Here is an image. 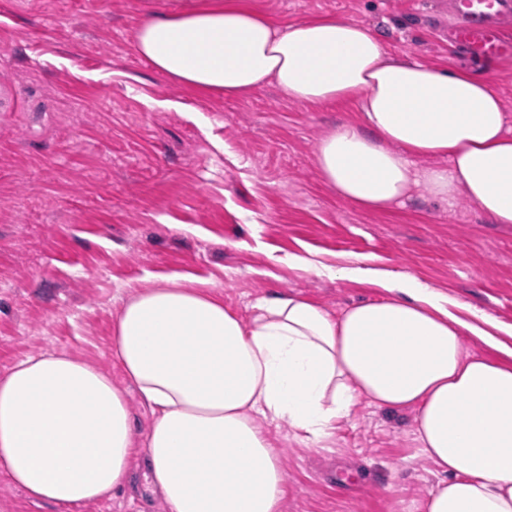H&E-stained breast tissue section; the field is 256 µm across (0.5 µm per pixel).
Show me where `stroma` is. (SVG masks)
Instances as JSON below:
<instances>
[{"label": "stroma", "instance_id": "stroma-1", "mask_svg": "<svg viewBox=\"0 0 512 512\" xmlns=\"http://www.w3.org/2000/svg\"><path fill=\"white\" fill-rule=\"evenodd\" d=\"M198 0H0V373L63 350L111 370L112 325L134 288L181 273L213 283L242 318L263 296L299 294L336 313L385 288L316 276L366 261L416 277L466 321L512 325V224L419 188L366 210L319 176V140L356 105L292 101L277 86L241 99L199 93L136 54L152 15ZM285 27L329 15L378 35L401 60L466 69L512 113V57L469 54L441 32L451 0H247ZM415 412L362 402L317 447L269 436L288 479L284 512H422L442 475ZM137 492L71 512H166Z\"/></svg>", "mask_w": 512, "mask_h": 512}]
</instances>
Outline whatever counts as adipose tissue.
Here are the masks:
<instances>
[{"instance_id": "1", "label": "adipose tissue", "mask_w": 512, "mask_h": 512, "mask_svg": "<svg viewBox=\"0 0 512 512\" xmlns=\"http://www.w3.org/2000/svg\"><path fill=\"white\" fill-rule=\"evenodd\" d=\"M134 47L194 90L238 98L273 83L299 103L355 102L359 122L316 151L320 177L345 200L385 209L422 185L512 224V122L470 71L393 60L355 21L283 29L245 0L156 16ZM335 276L390 296L334 316L274 295L245 320L216 286L178 273L132 294L111 348L153 416L141 442L109 370L57 350L20 359L0 374V474L65 510L111 499L138 466L167 512H282L287 477L269 427L288 424L317 445L364 400L415 410L422 450L443 475L423 512H512V349L414 277L360 266ZM468 333L493 356L469 354Z\"/></svg>"}]
</instances>
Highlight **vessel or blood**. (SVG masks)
Returning <instances> with one entry per match:
<instances>
[{"label": "vessel or blood", "instance_id": "vessel-or-blood-1", "mask_svg": "<svg viewBox=\"0 0 512 512\" xmlns=\"http://www.w3.org/2000/svg\"><path fill=\"white\" fill-rule=\"evenodd\" d=\"M454 41L473 54L502 58L512 55V44L503 41L498 26L507 18L503 0H454Z\"/></svg>", "mask_w": 512, "mask_h": 512}]
</instances>
